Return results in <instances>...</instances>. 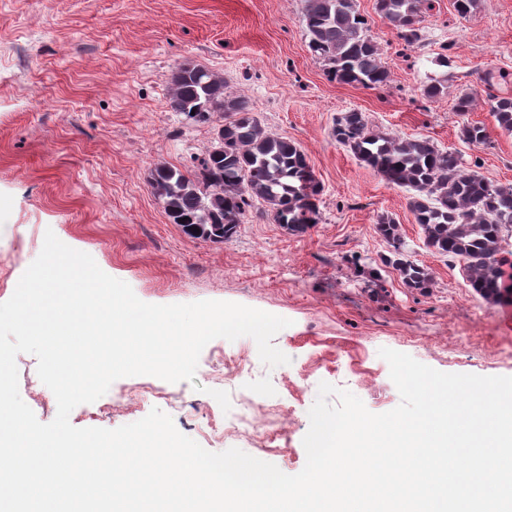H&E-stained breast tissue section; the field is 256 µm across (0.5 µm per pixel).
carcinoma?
Wrapping results in <instances>:
<instances>
[{"label": "carcinoma", "instance_id": "obj_1", "mask_svg": "<svg viewBox=\"0 0 512 512\" xmlns=\"http://www.w3.org/2000/svg\"><path fill=\"white\" fill-rule=\"evenodd\" d=\"M308 48L326 76L342 84L377 88L390 82L379 49L367 34L357 0H304ZM434 0H376V10L408 47L423 42L422 22ZM169 99L189 124L219 116L222 138L192 166L159 165L149 177L169 221L190 238L215 243L233 239L248 208L263 202L276 223L302 234L319 223L322 185L294 142L268 132L247 100L224 93V77L186 62L172 70ZM499 127L512 132V97L487 94ZM471 144L487 140L484 126L465 123ZM336 141L387 183L414 191L410 208L428 247L460 258L474 292L486 300L512 297V263L504 241L512 237V185H495L467 167L462 157L426 138L397 139L373 131L363 113H344L333 129ZM378 232L393 248L391 265L409 288L428 287L427 270L405 258L397 225L382 217Z\"/></svg>", "mask_w": 512, "mask_h": 512}]
</instances>
